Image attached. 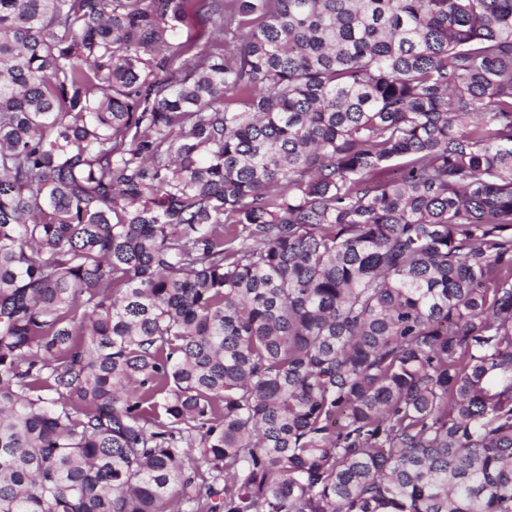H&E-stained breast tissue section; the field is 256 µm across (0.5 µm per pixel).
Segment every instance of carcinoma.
Wrapping results in <instances>:
<instances>
[{
	"label": "carcinoma",
	"mask_w": 512,
	"mask_h": 512,
	"mask_svg": "<svg viewBox=\"0 0 512 512\" xmlns=\"http://www.w3.org/2000/svg\"><path fill=\"white\" fill-rule=\"evenodd\" d=\"M0 512H512V0H0Z\"/></svg>",
	"instance_id": "1"
}]
</instances>
